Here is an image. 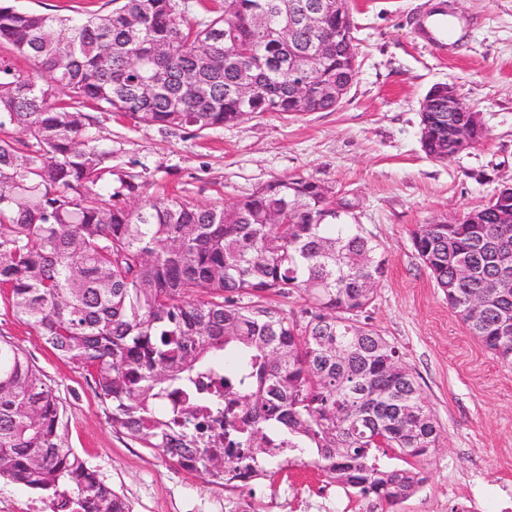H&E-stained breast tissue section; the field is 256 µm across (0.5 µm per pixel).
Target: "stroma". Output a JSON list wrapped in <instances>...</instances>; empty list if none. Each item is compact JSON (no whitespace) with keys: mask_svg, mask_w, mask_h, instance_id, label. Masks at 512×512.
I'll use <instances>...</instances> for the list:
<instances>
[{"mask_svg":"<svg viewBox=\"0 0 512 512\" xmlns=\"http://www.w3.org/2000/svg\"><path fill=\"white\" fill-rule=\"evenodd\" d=\"M356 77L333 111L255 114L198 133L136 126L93 112L112 164L141 173L146 191L195 205H231L274 180L313 177L381 246L385 260L367 324L398 347L443 440L427 480L396 512H512V367L498 362L450 308L411 243L416 225L462 217L512 183V0H352ZM445 11L456 35L425 34ZM447 83L482 115L485 139L444 162L420 143L421 104ZM0 337L23 349L66 405L65 434L133 512H360L305 455L245 487L184 472L114 428L92 375L60 359L18 321L0 288Z\"/></svg>","mask_w":512,"mask_h":512,"instance_id":"stroma-1","label":"stroma"}]
</instances>
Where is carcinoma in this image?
Masks as SVG:
<instances>
[{"label": "carcinoma", "instance_id": "obj_1", "mask_svg": "<svg viewBox=\"0 0 512 512\" xmlns=\"http://www.w3.org/2000/svg\"><path fill=\"white\" fill-rule=\"evenodd\" d=\"M309 2L224 0L195 22L182 0H109L79 17L0 3V40L13 48L0 58V288L57 356L94 370L112 426L144 447L180 461L193 438L174 423L205 414L234 448L210 449V476L243 483L306 453L356 497L392 508L426 482L442 430L397 348L360 322L384 269L379 244L359 224L319 220L335 195L301 174L230 207L145 196L86 114L201 133L293 110L277 29L288 4ZM295 37L321 58L325 82L354 81L345 56L302 28ZM486 215L420 224L411 241L469 332L511 366L500 320H512V288L491 309L469 307L512 271V224ZM294 294L304 323L271 302ZM65 417L42 371L1 339L0 478L47 494L55 512H132L67 445ZM380 449L402 466L381 465Z\"/></svg>", "mask_w": 512, "mask_h": 512}]
</instances>
